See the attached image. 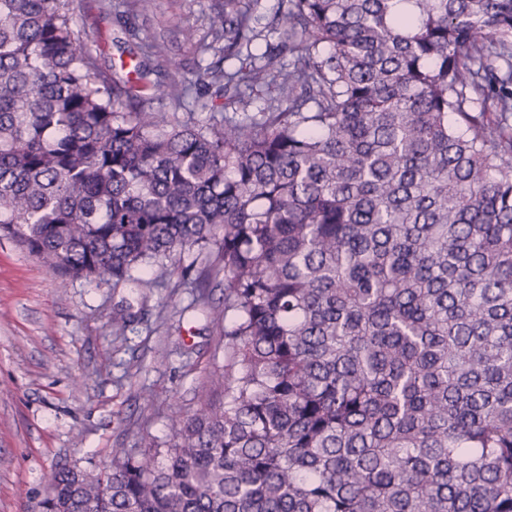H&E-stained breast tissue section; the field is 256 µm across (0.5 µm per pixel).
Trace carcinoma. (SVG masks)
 Masks as SVG:
<instances>
[{"label": "carcinoma", "mask_w": 512, "mask_h": 512, "mask_svg": "<svg viewBox=\"0 0 512 512\" xmlns=\"http://www.w3.org/2000/svg\"><path fill=\"white\" fill-rule=\"evenodd\" d=\"M73 2L0 0V236L148 289L218 242L229 363L46 512H512V0H280L260 56L258 0H224L199 48L243 117L205 125Z\"/></svg>", "instance_id": "1"}]
</instances>
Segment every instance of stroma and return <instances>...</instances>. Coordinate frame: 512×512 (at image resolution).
Listing matches in <instances>:
<instances>
[{"mask_svg": "<svg viewBox=\"0 0 512 512\" xmlns=\"http://www.w3.org/2000/svg\"><path fill=\"white\" fill-rule=\"evenodd\" d=\"M224 0H75L76 31L103 67L161 45L180 80L200 84L221 61L187 43ZM156 285L119 287L48 271L0 237V512H44L52 473L97 471L116 448L163 443L174 407L195 409L201 392L223 397L224 279L200 282L168 266ZM129 322L112 326L114 314Z\"/></svg>", "mask_w": 512, "mask_h": 512, "instance_id": "obj_1", "label": "stroma"}]
</instances>
